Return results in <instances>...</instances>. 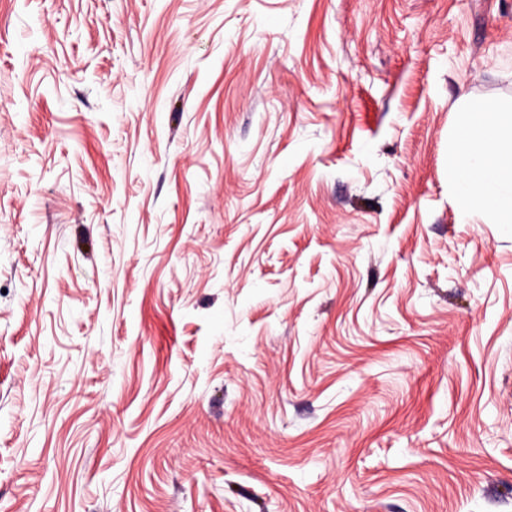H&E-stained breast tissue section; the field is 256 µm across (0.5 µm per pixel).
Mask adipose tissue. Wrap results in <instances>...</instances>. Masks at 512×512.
Listing matches in <instances>:
<instances>
[{"label": "adipose tissue", "instance_id": "obj_1", "mask_svg": "<svg viewBox=\"0 0 512 512\" xmlns=\"http://www.w3.org/2000/svg\"><path fill=\"white\" fill-rule=\"evenodd\" d=\"M448 181L461 214L478 211L491 223L512 224V114L496 99L464 102Z\"/></svg>", "mask_w": 512, "mask_h": 512}]
</instances>
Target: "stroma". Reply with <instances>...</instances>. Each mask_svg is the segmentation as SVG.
Wrapping results in <instances>:
<instances>
[{"label": "stroma", "instance_id": "stroma-1", "mask_svg": "<svg viewBox=\"0 0 512 512\" xmlns=\"http://www.w3.org/2000/svg\"><path fill=\"white\" fill-rule=\"evenodd\" d=\"M512 0H0V512H512ZM457 210L512 224V114L499 101L471 97L463 104L448 167Z\"/></svg>", "mask_w": 512, "mask_h": 512}]
</instances>
